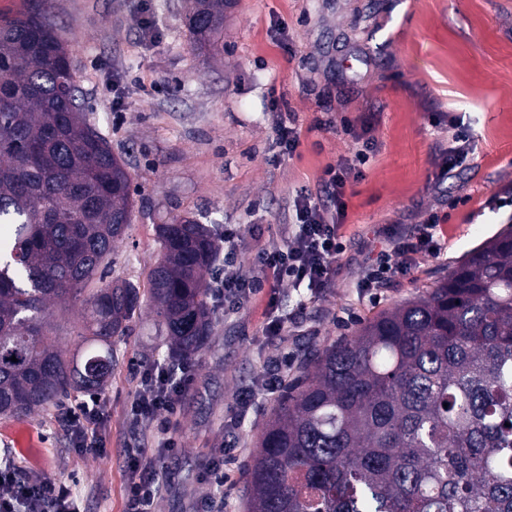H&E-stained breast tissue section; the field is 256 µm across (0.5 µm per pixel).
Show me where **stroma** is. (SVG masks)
Wrapping results in <instances>:
<instances>
[{
  "mask_svg": "<svg viewBox=\"0 0 512 512\" xmlns=\"http://www.w3.org/2000/svg\"><path fill=\"white\" fill-rule=\"evenodd\" d=\"M50 3L87 116L132 176L133 221L115 245L110 279L146 290L157 227L176 215L237 230L240 268L256 275L252 245L281 241L296 193L317 190L322 170L350 155L345 122L368 124L377 145L347 188L346 251L332 288L317 296L286 285L273 307L265 291L233 311L212 302L211 340L178 400L177 446L160 462L167 486L155 510L198 512L211 491L223 496L224 512H243V474L277 398L258 397L240 420L238 393L275 365L283 384L292 383L307 347L352 338L512 225V0H233L223 38L204 52L191 44L187 0ZM282 22L291 57L270 37ZM273 96L302 129L285 160ZM452 115L469 127L473 152L467 168L443 180ZM433 212L442 218L437 249L376 292L360 288L376 232L417 231ZM278 317L284 335H265ZM112 350L116 364L102 392L112 406L101 425L107 455H77L59 423L64 407L0 418V452L30 479L75 481L81 512H123L126 449L158 444L126 419L141 372L167 353L149 305L136 310L127 335L113 337ZM227 444L234 451L219 488L209 468Z\"/></svg>",
  "mask_w": 512,
  "mask_h": 512,
  "instance_id": "obj_1",
  "label": "stroma"
}]
</instances>
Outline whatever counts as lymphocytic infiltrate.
I'll return each instance as SVG.
<instances>
[{
    "label": "lymphocytic infiltrate",
    "mask_w": 512,
    "mask_h": 512,
    "mask_svg": "<svg viewBox=\"0 0 512 512\" xmlns=\"http://www.w3.org/2000/svg\"><path fill=\"white\" fill-rule=\"evenodd\" d=\"M357 147L354 153L324 169L319 193L303 191L294 200L293 221L288 234L279 243L257 251V275H243L237 266L238 246L236 234L228 230L224 240L229 248L216 271V284L224 290V300L239 307L251 302L264 288L267 280L288 282L292 286H307L314 293L332 287L337 262L343 252L341 227L345 216L347 186L351 178L361 177L365 166L376 152L372 139L362 132L352 134ZM438 216H430L424 228L410 236L392 229L387 233L400 261L390 265L380 258L361 285L381 288L394 271H408L419 253L432 249L433 229ZM142 387L136 392L130 417L135 426L162 434L159 449L136 448L129 455L132 471L125 487V512H154V503L163 489L160 469L156 464L159 450H173L177 443L170 438L169 413L174 412V393L165 385L161 368L151 367L142 374ZM108 414L105 402L97 396L70 407L61 424L79 454H102L106 446L99 436V428ZM0 512H80L75 486L70 482L51 479L33 481L25 476L21 467L12 464L0 468Z\"/></svg>",
    "instance_id": "lymphocytic-infiltrate-1"
}]
</instances>
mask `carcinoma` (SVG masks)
Returning <instances> with one entry per match:
<instances>
[{
	"mask_svg": "<svg viewBox=\"0 0 512 512\" xmlns=\"http://www.w3.org/2000/svg\"><path fill=\"white\" fill-rule=\"evenodd\" d=\"M187 20L209 48L224 0H190ZM132 216L131 174L87 122L49 12L1 20L0 418L103 390L141 306L129 281L97 286ZM158 235L147 301L173 381L211 332L218 238L187 216ZM77 302L69 358L48 310ZM303 363L244 473L246 512H512V228Z\"/></svg>",
	"mask_w": 512,
	"mask_h": 512,
	"instance_id": "1",
	"label": "carcinoma"
}]
</instances>
